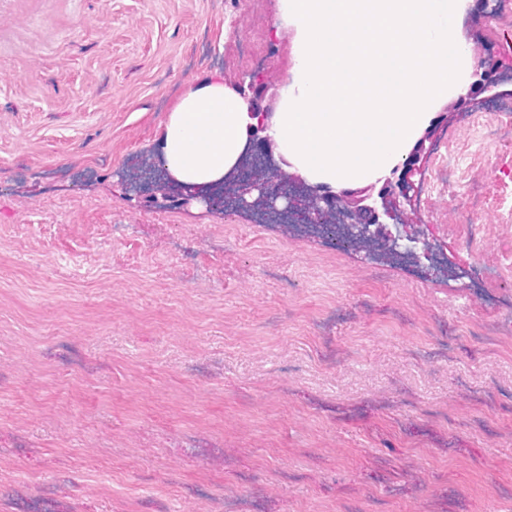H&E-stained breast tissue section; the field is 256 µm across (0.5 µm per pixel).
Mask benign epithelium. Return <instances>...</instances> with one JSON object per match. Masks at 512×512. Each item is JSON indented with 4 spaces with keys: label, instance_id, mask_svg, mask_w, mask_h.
I'll list each match as a JSON object with an SVG mask.
<instances>
[{
    "label": "benign epithelium",
    "instance_id": "benign-epithelium-1",
    "mask_svg": "<svg viewBox=\"0 0 512 512\" xmlns=\"http://www.w3.org/2000/svg\"><path fill=\"white\" fill-rule=\"evenodd\" d=\"M497 9V0H476L471 12L483 24L495 16ZM285 84L283 78L276 83L271 82L263 67L249 68L236 75L232 88L247 104V112L252 119L245 151L254 153L266 146H274L275 139L270 134V102L279 97V91ZM503 85L501 78H491L484 60L480 59L466 92L459 95L457 101L466 104L481 94L488 101L512 99V89H505ZM432 147L433 138L426 133L417 139L405 161L382 180L336 190L323 184L298 193L291 192L289 187L304 182V178L290 170L292 164L284 155H278L279 164L273 167L251 156L238 171L236 179L228 184V193L234 207L270 221L285 218L294 224H347L350 233L367 240L373 238L375 230L379 229L396 251L400 248L401 235L392 233L391 228L407 223L410 174L417 170L419 162ZM118 178L125 190L141 198L151 197L158 205H165L173 198L185 205L199 202L208 208L214 204L205 188L176 187L171 176L140 183L137 178L123 173ZM409 242L412 246L405 248V252L419 262L431 260L430 245L425 238L414 236L409 238Z\"/></svg>",
    "mask_w": 512,
    "mask_h": 512
}]
</instances>
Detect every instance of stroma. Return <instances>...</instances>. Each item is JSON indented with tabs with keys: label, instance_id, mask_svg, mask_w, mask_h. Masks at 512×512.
<instances>
[{
	"label": "stroma",
	"instance_id": "35a3bbf8",
	"mask_svg": "<svg viewBox=\"0 0 512 512\" xmlns=\"http://www.w3.org/2000/svg\"><path fill=\"white\" fill-rule=\"evenodd\" d=\"M291 26L289 0H0V512H512V137L432 115L464 174L409 218L448 278L116 185L190 87L293 74Z\"/></svg>",
	"mask_w": 512,
	"mask_h": 512
}]
</instances>
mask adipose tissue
<instances>
[{
  "instance_id": "1",
  "label": "adipose tissue",
  "mask_w": 512,
  "mask_h": 512,
  "mask_svg": "<svg viewBox=\"0 0 512 512\" xmlns=\"http://www.w3.org/2000/svg\"><path fill=\"white\" fill-rule=\"evenodd\" d=\"M250 122L232 87L219 80L193 86L169 116L161 157L181 183L220 180L244 151Z\"/></svg>"
}]
</instances>
